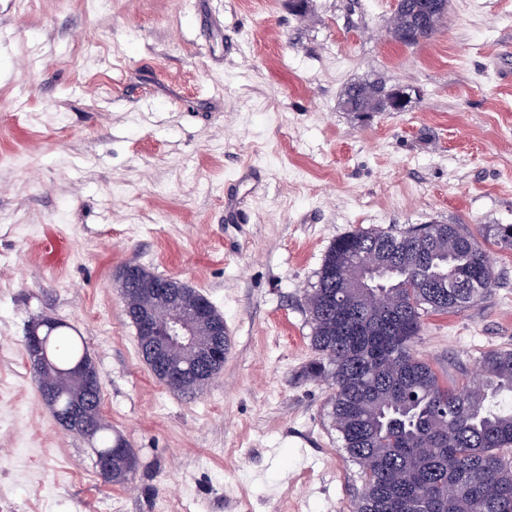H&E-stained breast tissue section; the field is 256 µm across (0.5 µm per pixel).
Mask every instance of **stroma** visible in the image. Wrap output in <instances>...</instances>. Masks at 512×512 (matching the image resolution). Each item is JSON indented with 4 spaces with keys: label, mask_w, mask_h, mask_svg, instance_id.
Wrapping results in <instances>:
<instances>
[{
    "label": "stroma",
    "mask_w": 512,
    "mask_h": 512,
    "mask_svg": "<svg viewBox=\"0 0 512 512\" xmlns=\"http://www.w3.org/2000/svg\"><path fill=\"white\" fill-rule=\"evenodd\" d=\"M395 0H0V512H352L331 379L305 374L308 293L358 228L460 224L495 283L414 345L455 384L512 349V0H448L393 42ZM409 112L342 111L354 82ZM63 242L61 261L42 250ZM137 264L220 313L232 353L176 391L143 362L120 288ZM81 337L101 415L132 448L107 483L40 398L33 321ZM409 13L404 24H394L389 29V35L399 44L418 42L423 33L439 26L448 13L447 0H422ZM427 1V2H425ZM360 84L387 87L386 84L375 81ZM387 88L397 89L393 87ZM421 96V90L413 86L397 89L391 92L383 101H380L378 96L372 95L369 105L361 112H407L412 108V104Z\"/></svg>",
    "instance_id": "obj_1"
}]
</instances>
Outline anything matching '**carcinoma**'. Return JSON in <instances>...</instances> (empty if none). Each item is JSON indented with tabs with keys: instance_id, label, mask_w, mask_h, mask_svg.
<instances>
[{
	"instance_id": "obj_1",
	"label": "carcinoma",
	"mask_w": 512,
	"mask_h": 512,
	"mask_svg": "<svg viewBox=\"0 0 512 512\" xmlns=\"http://www.w3.org/2000/svg\"><path fill=\"white\" fill-rule=\"evenodd\" d=\"M368 251L385 264L355 288ZM493 282L490 255L461 224L359 228L327 249L308 298L318 357L307 374L334 381L336 429L363 481L354 512H512V349L483 354L452 386L414 351L425 313L465 311ZM51 325L57 369L33 377L63 409L86 400L69 368L92 358L66 325ZM103 476L125 485L134 472L115 453Z\"/></svg>"
}]
</instances>
